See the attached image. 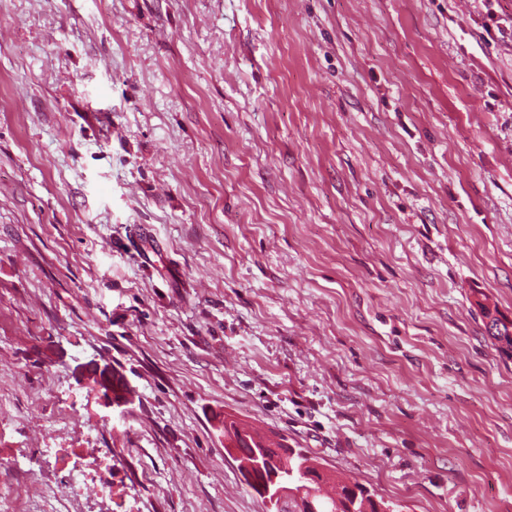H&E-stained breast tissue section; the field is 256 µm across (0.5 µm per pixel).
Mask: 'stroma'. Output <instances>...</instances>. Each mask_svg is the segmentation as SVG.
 I'll list each match as a JSON object with an SVG mask.
<instances>
[{"label":"stroma","instance_id":"stroma-1","mask_svg":"<svg viewBox=\"0 0 512 512\" xmlns=\"http://www.w3.org/2000/svg\"><path fill=\"white\" fill-rule=\"evenodd\" d=\"M484 298L512 322V0H0L14 512L91 454L80 512H269L228 413L401 512H512Z\"/></svg>","mask_w":512,"mask_h":512}]
</instances>
